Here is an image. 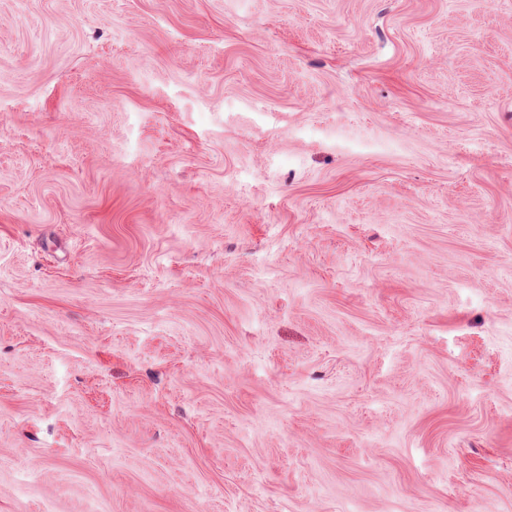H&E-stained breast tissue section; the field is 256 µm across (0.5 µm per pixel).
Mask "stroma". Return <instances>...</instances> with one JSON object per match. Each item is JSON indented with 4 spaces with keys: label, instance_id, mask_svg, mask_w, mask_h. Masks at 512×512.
Masks as SVG:
<instances>
[{
    "label": "stroma",
    "instance_id": "obj_1",
    "mask_svg": "<svg viewBox=\"0 0 512 512\" xmlns=\"http://www.w3.org/2000/svg\"><path fill=\"white\" fill-rule=\"evenodd\" d=\"M0 512H512V0H0Z\"/></svg>",
    "mask_w": 512,
    "mask_h": 512
}]
</instances>
